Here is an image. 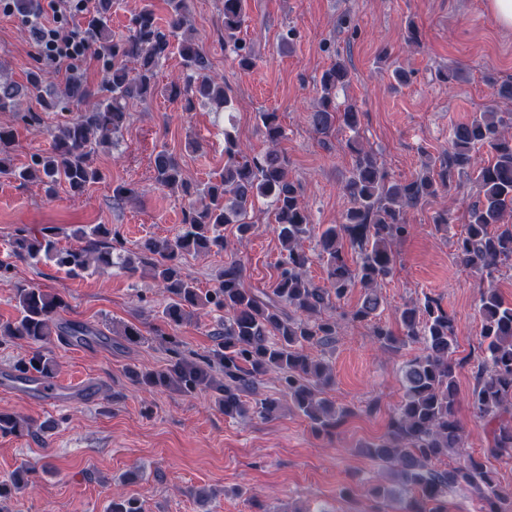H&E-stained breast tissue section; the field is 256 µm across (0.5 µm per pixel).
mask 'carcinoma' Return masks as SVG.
<instances>
[{
    "mask_svg": "<svg viewBox=\"0 0 512 512\" xmlns=\"http://www.w3.org/2000/svg\"><path fill=\"white\" fill-rule=\"evenodd\" d=\"M224 40L233 42L237 63L247 70L256 66L250 49L236 40L245 22L244 0H223ZM113 0H95L90 25L91 48L109 57L101 74V86L94 89L83 77L72 74L61 92L47 90L43 108L54 110L64 97L76 105L74 117L63 116L51 132V151L34 154L25 167L11 163L14 134L0 126V177L39 181L47 194L60 184L74 194L102 179L93 166L92 155L113 145L121 134L130 102L147 100L158 91L160 62L177 50L184 68L183 85H171V94L189 102L198 100L228 107L224 82L210 75L207 57L183 34L186 0H168V25L161 26L151 5H144L131 19L129 34L114 39L107 18ZM348 69L335 63L320 78L323 95L311 114V126L321 136L336 123L354 131L360 112L351 106L336 111L331 98L337 86L348 81ZM22 89L0 78V112H13L28 126L40 124L35 112H18ZM259 118L272 148L251 158L241 154L235 140L224 134L227 160L224 172L215 180L190 184L178 160L167 150L154 159V181L168 190L179 189L187 196L182 230L173 238L148 237L141 243L138 261L121 253L120 235L106 224L77 231L81 245L60 248L46 233L41 237L24 233L12 242L14 252L30 260L43 258L71 276L90 266L98 270L121 267L134 275L147 271L167 294L162 322L172 333L167 336L173 353L170 365L161 370L135 374L136 382L148 387L172 388L191 396L202 389L215 393L224 416L245 418L274 416L279 402L273 397L249 404L244 394L256 381L271 375L288 397L294 410L317 431H330L352 410L337 407L325 396L333 384V369L324 357H313L308 349L331 348L336 343L338 320L332 310L354 288L364 289L361 303L342 317L369 325L380 347L396 351L409 343L422 345V353L402 368L404 395L389 418L387 436L360 445V451L388 466L389 482L371 487V494L385 501H397L399 512H440L443 498L456 490L475 493L480 512H506L504 497L494 476L470 455H463L465 431L456 416V336L454 323L437 299L427 296L420 305L400 310L402 335H395L381 321L384 305L381 283L396 268L393 244L411 235L413 225L406 214L444 192L458 189L462 179L479 186L478 199L468 208L465 232L455 241V258L478 278V308L483 358L469 396L474 417L489 426L487 453L512 460V303L509 304L491 282L504 268H512V113L489 109L469 122L455 126L438 159L426 157L416 176L395 179L376 154L352 146L354 163L343 190L350 199L343 222L331 224L319 234V256L325 261L329 287L321 288L306 276L310 258L303 243L314 231L297 184L288 178L285 162L274 149L282 136L277 115L261 112ZM484 149L490 159L476 155ZM269 198L274 205L275 232L285 254L277 266L273 288H247L243 266L230 257L224 262L214 287H197L184 271L182 258L212 249L224 251V225H236L239 238L252 229L250 211L255 202ZM350 245L355 257L348 256ZM19 315L0 322V337L26 342L31 351L13 366L21 380L37 378L53 386L55 362L42 347L58 338L73 345H87L105 338L98 329L82 323H66L59 312L64 298L34 286L16 289ZM208 310L224 314V321L212 331L214 348L195 360L183 355L174 334L192 321L195 312ZM33 433L30 422L16 415L0 413V433ZM448 459L452 464H445ZM109 512H145L135 497L112 500Z\"/></svg>",
    "mask_w": 512,
    "mask_h": 512,
    "instance_id": "carcinoma-1",
    "label": "carcinoma"
}]
</instances>
